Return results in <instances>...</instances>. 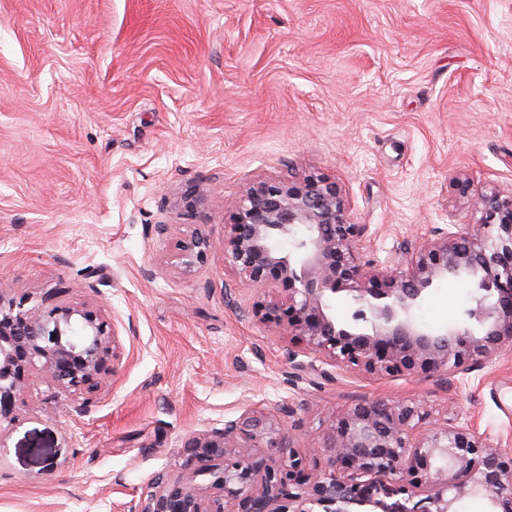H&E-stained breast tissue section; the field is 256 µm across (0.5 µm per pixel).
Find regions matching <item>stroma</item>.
Masks as SVG:
<instances>
[{
    "label": "stroma",
    "instance_id": "obj_1",
    "mask_svg": "<svg viewBox=\"0 0 512 512\" xmlns=\"http://www.w3.org/2000/svg\"><path fill=\"white\" fill-rule=\"evenodd\" d=\"M313 173L377 267L473 221L453 176L512 189V0H0V285L98 311L118 355L90 394L30 375L0 423V512H136L186 437L247 411L276 417L275 466L326 465L336 419L377 399L512 448V350L445 384L294 377L224 226L253 184ZM196 227L213 249L187 272ZM476 294L442 281L416 318L444 330Z\"/></svg>",
    "mask_w": 512,
    "mask_h": 512
}]
</instances>
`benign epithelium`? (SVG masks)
<instances>
[{
	"mask_svg": "<svg viewBox=\"0 0 512 512\" xmlns=\"http://www.w3.org/2000/svg\"><path fill=\"white\" fill-rule=\"evenodd\" d=\"M477 218L404 249L394 267L361 260L364 225L352 222L346 194L323 175L268 180L249 188L224 225V267L274 298L253 315L283 330L285 357L300 375L327 365L370 376L436 374L443 383L483 368L512 348V191L475 189L456 178ZM290 241L282 253L273 240ZM185 269L211 252L195 229L179 243ZM475 285V306L453 327L433 333L414 311L437 282ZM344 292L357 305L354 324L330 313ZM116 359L115 333L100 313L60 306L40 314L5 302L0 289V421L25 372H43L66 393L100 385ZM273 415L245 412L224 429L188 437L176 473L160 472L138 512H354L362 479L389 478L408 494L397 512H457L467 496L488 512H512V451L465 419H431L411 401H363L340 416L323 442L329 468L308 473L292 453L275 468L243 449L281 448ZM213 476L200 488L196 478Z\"/></svg>",
	"mask_w": 512,
	"mask_h": 512,
	"instance_id": "1",
	"label": "benign epithelium"
}]
</instances>
